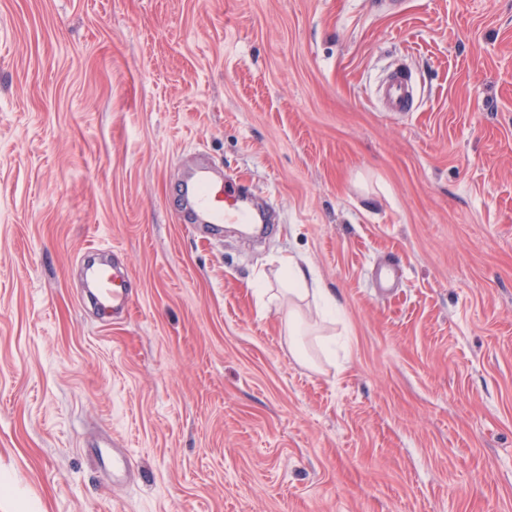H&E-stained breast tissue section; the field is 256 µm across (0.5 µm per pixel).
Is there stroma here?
Segmentation results:
<instances>
[{"mask_svg": "<svg viewBox=\"0 0 512 512\" xmlns=\"http://www.w3.org/2000/svg\"><path fill=\"white\" fill-rule=\"evenodd\" d=\"M202 158L265 239L181 217ZM0 512H512V0H0ZM389 112H410L413 108V89L405 72L394 71L380 89ZM281 273L288 288H282L283 298L272 295L269 300L273 301L288 298V320L286 321V336L289 348L294 355L304 357L300 347L298 336L302 330L309 327L308 320L297 301L312 299L315 306V314L321 321L332 320L336 312V299L333 298L328 288H322L319 281L310 278L308 271H305L293 259L286 258L281 261ZM89 275L86 286L98 308L106 314L112 315L123 312L129 305L122 276L108 270L105 264H98Z\"/></svg>", "mask_w": 512, "mask_h": 512, "instance_id": "35a3bbf8", "label": "stroma"}]
</instances>
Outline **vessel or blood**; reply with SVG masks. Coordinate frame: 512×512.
Listing matches in <instances>:
<instances>
[{
    "label": "vessel or blood",
    "instance_id": "1",
    "mask_svg": "<svg viewBox=\"0 0 512 512\" xmlns=\"http://www.w3.org/2000/svg\"><path fill=\"white\" fill-rule=\"evenodd\" d=\"M380 93L388 111L408 112L413 108V89L409 76L403 71L393 72L383 83ZM181 193L199 224H254L258 221L239 195L226 192L221 172L211 166L196 168L183 181ZM86 286L103 313L118 314L129 305L121 275L110 272L105 264H98L90 273Z\"/></svg>",
    "mask_w": 512,
    "mask_h": 512
}]
</instances>
